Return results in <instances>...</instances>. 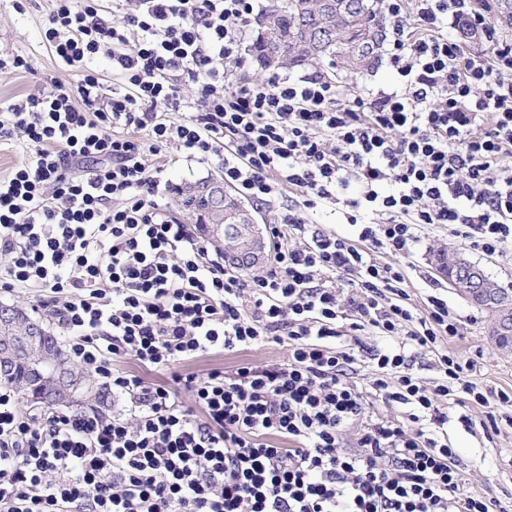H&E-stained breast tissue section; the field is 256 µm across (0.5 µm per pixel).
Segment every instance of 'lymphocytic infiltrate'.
Instances as JSON below:
<instances>
[{
    "label": "lymphocytic infiltrate",
    "mask_w": 512,
    "mask_h": 512,
    "mask_svg": "<svg viewBox=\"0 0 512 512\" xmlns=\"http://www.w3.org/2000/svg\"><path fill=\"white\" fill-rule=\"evenodd\" d=\"M51 2L43 40L79 78L0 102V142L26 155L0 177V290L40 289L69 357L126 409L32 414L0 386V512H494L460 495L454 448L422 429L447 424L450 388L487 404L472 363L439 353L432 390L409 365L458 325L442 299L415 308L402 268L377 258L409 254L436 224L487 254L512 245V40L490 0H383L401 87L349 98L321 73L238 77L257 0H118V24L98 0ZM464 32L489 53L466 54ZM164 151L217 166L261 207L302 194L267 227L265 271L228 269L162 204L148 158ZM327 201L357 240L308 224L303 210ZM347 275L358 288L343 300ZM368 328L396 341L371 352V389L410 406L408 422L364 418L343 337ZM271 343L286 362L180 371ZM126 356L140 372L116 368Z\"/></svg>",
    "instance_id": "lymphocytic-infiltrate-1"
}]
</instances>
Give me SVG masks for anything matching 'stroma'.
Returning a JSON list of instances; mask_svg holds the SVG:
<instances>
[{
    "label": "stroma",
    "instance_id": "stroma-1",
    "mask_svg": "<svg viewBox=\"0 0 512 512\" xmlns=\"http://www.w3.org/2000/svg\"><path fill=\"white\" fill-rule=\"evenodd\" d=\"M51 9L50 0H27L23 12H16L10 0H0V51L31 56L37 72H0V100H21L34 93L44 80L64 83L75 80L76 73L56 60L43 42V29ZM316 72L331 77L343 92L364 94L398 87V77L388 58H381L374 69L338 72L328 64H310L289 69L288 77L298 79ZM458 256L478 265L503 286L512 285V248L503 253L486 255L472 249L466 240L457 237L452 227L431 226L412 252L399 258L406 275V289L417 309H425L429 297L448 303V310L458 323L459 333L442 336L440 351L472 360L470 381L487 395V406L468 403L466 394L449 396L442 410L448 415L443 430L448 444L456 451L457 468L463 475L462 493L480 494L496 502V512H512V422L507 408L496 403L499 392L512 391V355H505L490 342L487 335L489 314L459 296L441 277L435 266L439 255ZM286 345L267 346L233 353H217L199 357L188 370L206 375L210 370L234 369L238 364L255 366L280 364L286 361Z\"/></svg>",
    "mask_w": 512,
    "mask_h": 512
}]
</instances>
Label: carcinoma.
Returning a JSON list of instances; mask_svg holds the SVG:
<instances>
[{
    "instance_id": "carcinoma-1",
    "label": "carcinoma",
    "mask_w": 512,
    "mask_h": 512,
    "mask_svg": "<svg viewBox=\"0 0 512 512\" xmlns=\"http://www.w3.org/2000/svg\"><path fill=\"white\" fill-rule=\"evenodd\" d=\"M320 3L321 0H285L265 10L252 46L261 69H288L324 59L331 68L338 67L344 72L378 64L383 44L381 32L387 29L382 0H374L369 11L353 9L339 20L334 14L321 13ZM176 190L181 211L189 215L196 209L219 215L230 209L240 210L231 191L222 184L214 186L212 178L178 186ZM49 343V357L34 362L25 354L19 355L0 373V382L14 387L25 406L51 408L55 402L36 387L34 370H69L75 373L71 394L83 393L78 405L104 407L100 392L87 382L83 373L75 370L59 337H51Z\"/></svg>"
}]
</instances>
